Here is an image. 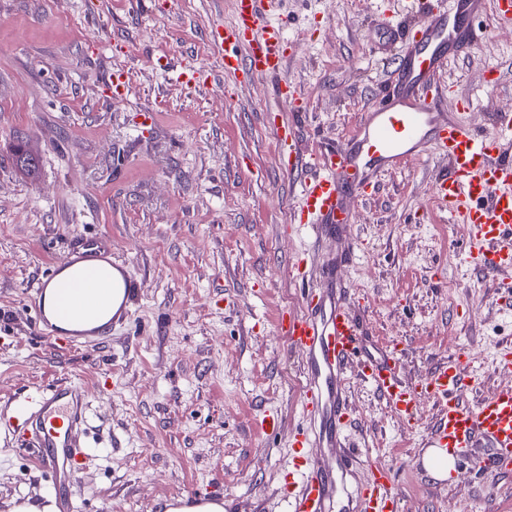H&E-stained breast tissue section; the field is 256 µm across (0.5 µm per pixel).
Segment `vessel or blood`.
I'll return each instance as SVG.
<instances>
[{"instance_id":"1","label":"vessel or blood","mask_w":512,"mask_h":512,"mask_svg":"<svg viewBox=\"0 0 512 512\" xmlns=\"http://www.w3.org/2000/svg\"><path fill=\"white\" fill-rule=\"evenodd\" d=\"M278 5L279 0H235L233 20L215 25L210 39L221 49L225 73L276 78L278 98L294 104L296 88L280 77L287 58L284 32L270 20ZM489 7L498 20L512 23V0H438L418 24L378 28L373 49L397 45L401 52L347 146L304 156L298 151L300 126H276L282 170L302 178L289 233L339 237L355 247L358 237L346 199L372 197L381 173L426 156L440 157L449 167L435 174L431 196L466 225L467 256L494 282L500 300L512 306V156L504 149L512 141V113H499L494 133L487 135L464 118H448L442 108L448 61L479 46L475 21ZM100 248L98 239H78L53 268L83 259L82 278L93 280L98 271L89 259ZM306 267L305 256H297L291 272L306 280L300 305L276 319L278 335L304 360L299 397L309 421L290 444L291 464L283 476L285 512H402L393 467L361 462L347 444L353 365L407 422L415 421L421 395L434 400L438 416L423 447L446 449L485 476L512 467V384L497 387L474 405L464 404L462 393L477 390L480 382L460 356L437 364L421 383L406 381L404 349L367 341L355 313L357 296L337 277L335 261L322 262L314 275ZM89 413L87 387L63 381L26 396L12 413L0 416V430L33 449L37 467L51 479L56 512H76L70 487L90 456ZM313 448L319 456H310ZM350 476L356 479L351 486L346 483Z\"/></svg>"}]
</instances>
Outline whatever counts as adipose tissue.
<instances>
[{
    "label": "adipose tissue",
    "instance_id": "ef3b65f1",
    "mask_svg": "<svg viewBox=\"0 0 512 512\" xmlns=\"http://www.w3.org/2000/svg\"><path fill=\"white\" fill-rule=\"evenodd\" d=\"M100 275L93 287L77 289L82 307L72 317H64L57 312V283L58 281L76 279L82 265L74 263L63 269L57 281L49 282L43 293V309L58 331L70 333L108 322L119 310L124 298L123 281L120 273L112 269L107 261H99Z\"/></svg>",
    "mask_w": 512,
    "mask_h": 512
}]
</instances>
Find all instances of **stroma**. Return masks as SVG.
<instances>
[{
	"label": "stroma",
	"instance_id": "1",
	"mask_svg": "<svg viewBox=\"0 0 512 512\" xmlns=\"http://www.w3.org/2000/svg\"><path fill=\"white\" fill-rule=\"evenodd\" d=\"M409 0H282L289 39L284 78L302 111L274 94V78L225 74L207 35L231 21L234 0H0V412L19 394L60 381L90 389L96 460L75 489L77 512H160L174 497L204 494L231 512H285L277 493L289 437L307 424L299 403L303 360L274 329L296 308L292 258L312 264L344 250L284 234L300 181L277 165L268 111L310 129L305 150L345 146L374 100L387 63L376 28L400 23ZM479 51L449 60L443 104L483 133L512 112V25L476 19ZM209 70L206 87L173 79L179 66ZM499 81H483L485 68ZM130 91L110 98L109 72ZM25 140L40 157L30 180L13 164ZM430 157L380 176L369 201L348 199L362 241L341 274L360 294L370 340L400 344L403 372L421 379L462 353L481 375L466 404L512 382L496 360L512 348V309L464 251L467 229L430 201ZM86 235L111 240L135 279L129 316L95 346L63 348L35 324L34 289L51 261ZM356 416L346 431L363 460L397 472L404 512H512V470L479 480L470 468L436 481L411 459L436 420H399L382 397L350 379ZM276 413L279 431L253 421ZM0 463V512L16 499L53 507L49 479L29 448Z\"/></svg>",
	"mask_w": 512,
	"mask_h": 512
}]
</instances>
